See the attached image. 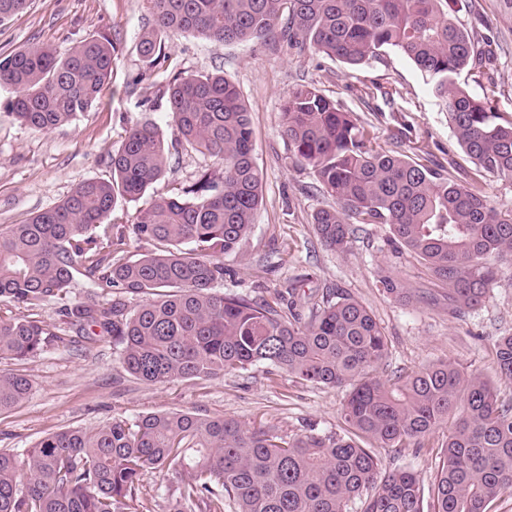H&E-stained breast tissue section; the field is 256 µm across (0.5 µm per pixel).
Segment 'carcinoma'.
<instances>
[{"instance_id": "cac0c4a2", "label": "carcinoma", "mask_w": 512, "mask_h": 512, "mask_svg": "<svg viewBox=\"0 0 512 512\" xmlns=\"http://www.w3.org/2000/svg\"><path fill=\"white\" fill-rule=\"evenodd\" d=\"M153 17L136 48L149 65L168 41L191 34L214 44L262 40L350 67L391 52L425 76L460 147L480 173L512 180V118L495 111L505 86L477 33L449 0H147ZM29 0H0V25ZM114 45L93 35L60 52L29 44L0 55L6 109L48 131L102 99ZM472 78V92L460 78ZM167 114L184 148L222 162L197 171L137 211L133 233L153 249L124 258L112 223L118 200L137 202L162 179L164 139L151 121L130 126L112 152V175L78 184L59 204L0 230V359L30 360L73 331L112 336L123 368L149 384L217 379L266 365L313 385L346 389L336 431L284 437L233 419L150 414L48 435L19 457L0 449V512H133L144 477L169 476L174 512H490L512 495V397L450 361L389 379L377 375L388 340L371 312L344 291L297 301L217 292L224 255L255 223L262 178L240 89L220 73H177ZM294 159L335 205L318 210L321 245L343 251L351 225L385 224L395 242L448 284L454 314L477 307L496 279L493 256L512 255V206H494L481 182L372 145L359 123L312 84L282 105ZM121 295L66 300L74 273ZM141 302L129 308L124 295ZM62 301V324L41 318ZM495 375L512 382V336L495 342ZM32 381L0 374V413L24 402ZM448 428L434 480L383 467L374 449L415 448Z\"/></svg>"}]
</instances>
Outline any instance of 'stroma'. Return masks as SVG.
<instances>
[{"label":"stroma","mask_w":512,"mask_h":512,"mask_svg":"<svg viewBox=\"0 0 512 512\" xmlns=\"http://www.w3.org/2000/svg\"><path fill=\"white\" fill-rule=\"evenodd\" d=\"M452 8L469 29L490 38L497 78L507 88L495 108L512 117V0H454ZM151 23L146 0H31L0 27L2 54L31 43L63 51L100 33L116 48L101 103L52 131L20 124L5 107L11 90L0 88V226L56 205L85 180L108 177L125 129L140 121L157 122L168 151L158 190L179 186L200 166L220 169L216 159L178 144L165 94L173 74L220 72L241 90L250 112L263 191L252 233L240 252L223 258L224 280L217 291L269 298L294 280L313 292L340 288L383 328L389 342L385 375L446 359L466 373L492 375L494 343L512 334V255L498 259L499 274L482 304L455 315L448 310L447 285L407 250L396 249L386 226L355 225L347 250L326 249L316 237L313 215L333 199L317 191L311 171L295 161L281 133L284 99L297 84L309 82L371 123L382 149L390 147L391 129L405 121L411 126L407 155L426 152L447 170L472 169L415 66L393 53L349 68L312 52L296 54L283 44L253 40L219 46L178 35L168 44V61L151 67L136 51L140 33ZM385 276L408 289L411 301L384 292ZM0 370L33 381L28 399L0 414V448L18 453L68 428L171 411L261 425L284 436L333 431L345 397L344 389L302 384L263 365L218 380L145 384L123 370L106 334L90 341L68 333L36 358L0 361ZM442 439L437 433L421 450L381 448L377 455L385 467L410 468L427 485Z\"/></svg>","instance_id":"35a3bbf8"}]
</instances>
